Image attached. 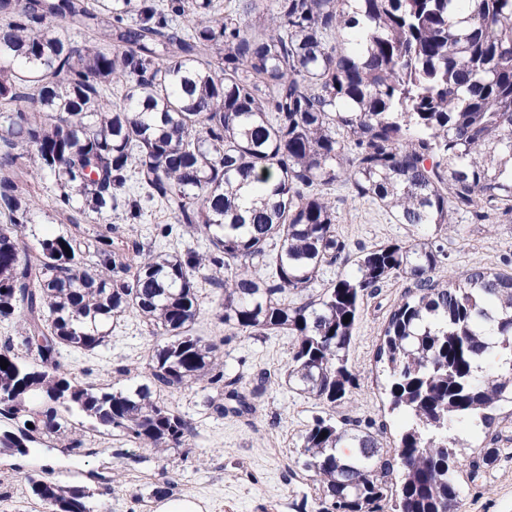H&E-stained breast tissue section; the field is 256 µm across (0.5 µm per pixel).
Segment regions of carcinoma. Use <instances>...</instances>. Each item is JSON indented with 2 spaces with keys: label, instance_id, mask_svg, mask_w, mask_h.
Here are the masks:
<instances>
[{
  "label": "carcinoma",
  "instance_id": "obj_1",
  "mask_svg": "<svg viewBox=\"0 0 512 512\" xmlns=\"http://www.w3.org/2000/svg\"><path fill=\"white\" fill-rule=\"evenodd\" d=\"M217 11L216 0H0V321L20 322L33 357L0 352V448L75 450L77 413L165 457L189 447L192 429L162 396L199 383L217 389L218 414L251 413L218 345L191 334L200 278L221 290L220 323L286 333V382L339 407L358 381L350 347L365 299L403 277L412 287L376 349L405 419L394 451L332 413L302 434V469L316 476L320 512H458L469 444L457 428L492 444L468 461L474 482L500 453L490 411L512 404V273L437 278L445 254L429 236L366 251L313 290L350 260L329 196L338 184L437 234L459 214L512 223V0ZM254 11L262 23L247 20ZM46 175L64 230L30 244ZM145 202L205 234L209 250L146 251L108 223L119 208L139 223ZM89 218L105 229L88 234ZM131 312L166 337L147 382L95 388L64 368L63 350L107 345ZM27 483L47 512H92L87 487L48 469Z\"/></svg>",
  "mask_w": 512,
  "mask_h": 512
}]
</instances>
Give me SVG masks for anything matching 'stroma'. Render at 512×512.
Instances as JSON below:
<instances>
[{
    "mask_svg": "<svg viewBox=\"0 0 512 512\" xmlns=\"http://www.w3.org/2000/svg\"><path fill=\"white\" fill-rule=\"evenodd\" d=\"M331 195L341 216L336 229L347 240L351 256L420 235L344 188ZM441 243L444 269L499 268L504 260L512 261V224H473L459 217ZM407 287L403 278L390 279L365 302L350 349L359 385L337 409L377 434L387 448L397 442L404 419L389 409L385 376L375 353L381 326ZM198 295L193 333L220 344L224 374L253 392V413L245 418L210 414L206 399L214 390L196 384L166 397L192 428L189 447L170 452L167 458L87 428L80 449L74 451L39 446L24 457L0 453V512H42L29 500L25 477L41 475L46 467L57 480L87 486L95 512H157L170 499L194 503L200 512H318L314 475L302 470L297 458L306 424L327 415L328 406L277 382L290 358L286 336H251L221 324L213 288L199 284ZM155 342L139 318L130 315L114 330L107 347L67 351L62 361L84 384L123 390L130 385L123 368L143 367ZM265 373L270 381L258 385ZM497 429L501 453L483 478L470 481L465 467L457 473L464 490L460 512H512V409L498 411ZM101 474L113 476L111 488L98 482Z\"/></svg>",
    "mask_w": 512,
    "mask_h": 512,
    "instance_id": "35a3bbf8",
    "label": "stroma"
}]
</instances>
